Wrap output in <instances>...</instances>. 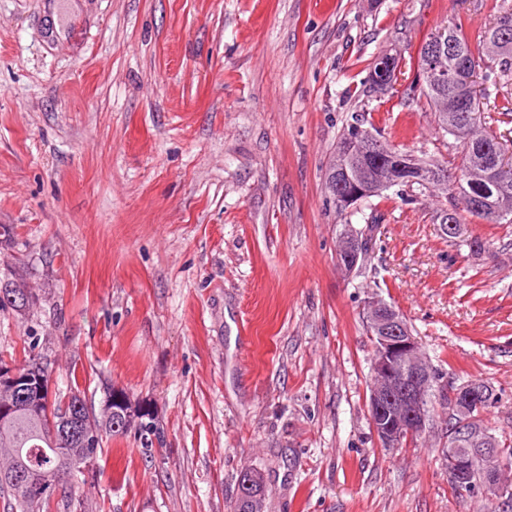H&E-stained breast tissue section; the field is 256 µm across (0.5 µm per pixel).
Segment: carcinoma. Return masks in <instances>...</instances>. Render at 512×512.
Segmentation results:
<instances>
[{
	"mask_svg": "<svg viewBox=\"0 0 512 512\" xmlns=\"http://www.w3.org/2000/svg\"><path fill=\"white\" fill-rule=\"evenodd\" d=\"M492 11V21L476 26L472 36L460 22L435 30L444 33L448 42V53L436 62L435 70L445 72L450 80L466 70L469 83L436 86L429 72L421 68L407 93L406 103L425 101L442 133L459 144L458 163L425 161L402 151L356 116L341 135L325 172L324 191L335 204L356 186L366 190L359 203L336 207L338 212L352 216L370 210L364 217L365 227L356 229L348 221L340 233L342 241L354 237L363 242L365 257L356 271L370 267L375 231L383 219L372 199H386L389 191L404 204L416 203L430 191H440L434 220L450 246L466 251L469 260L477 261L490 253L488 241L468 233L470 220L512 224V159L507 158L512 147V92L506 91L512 81V4L499 0ZM358 128L390 148L391 154L360 155L353 140ZM473 196L482 199L481 209L469 207ZM0 294L18 309L36 299L30 290L14 282L0 284ZM9 365L31 378L18 407L0 418V494L7 497L12 512H53L59 508L57 495L63 484L55 480V472L91 465L104 436L122 437L136 428L143 435L160 437L150 413L132 407L126 393L112 386L106 392V415L93 418V441L54 433L45 417L46 396L40 392V385L50 382L48 362L32 352L18 365L0 358L1 368ZM470 384L483 388L490 403L469 415L468 425L493 436L512 458V430L496 431L486 418L495 401L493 389L480 380ZM53 407L55 420L65 429L92 412L80 395L76 377L70 394L54 399ZM265 500L262 474L253 467L241 468L233 512H253L254 506Z\"/></svg>",
	"mask_w": 512,
	"mask_h": 512,
	"instance_id": "obj_1",
	"label": "carcinoma"
}]
</instances>
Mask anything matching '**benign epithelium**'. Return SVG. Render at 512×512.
<instances>
[{"mask_svg":"<svg viewBox=\"0 0 512 512\" xmlns=\"http://www.w3.org/2000/svg\"><path fill=\"white\" fill-rule=\"evenodd\" d=\"M447 51L446 41L436 36L418 49L425 69L433 68L437 58ZM362 250L344 247L336 254V265L344 271L357 263ZM366 320L378 326L376 354L372 359L375 385L369 393L370 422L379 442L385 448L400 447L403 439L423 435L430 425V405L427 396L439 404L451 397L456 409L465 411L480 407L485 398L471 387L461 384L448 387L438 380L427 359L422 355L417 338L403 327L401 316L385 301L372 297L365 303ZM448 466V484L462 494H469L472 481L469 473L479 470L481 480L473 496L494 502L503 512L512 508V485L503 480L502 473L512 468L509 460L497 448H474L471 454L461 456L454 448L445 451Z\"/></svg>","mask_w":512,"mask_h":512,"instance_id":"benign-epithelium-1","label":"benign epithelium"}]
</instances>
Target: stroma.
<instances>
[{
	"label": "stroma",
	"instance_id": "1",
	"mask_svg": "<svg viewBox=\"0 0 512 512\" xmlns=\"http://www.w3.org/2000/svg\"><path fill=\"white\" fill-rule=\"evenodd\" d=\"M475 0H0V358L51 390L106 386L163 433L106 439L67 512H230L241 467L268 512H475L448 485L443 414L383 448L369 418L368 298L405 316L451 382L512 426V250L463 262L432 214L380 201L372 271L345 274L323 176L354 115L399 149L457 157L428 107L361 93ZM0 291L1 295H4V298L6 297V302L18 309L26 308L36 299V296L28 288L14 282L3 285L1 282ZM8 297H12V299H8Z\"/></svg>",
	"mask_w": 512,
	"mask_h": 512
}]
</instances>
